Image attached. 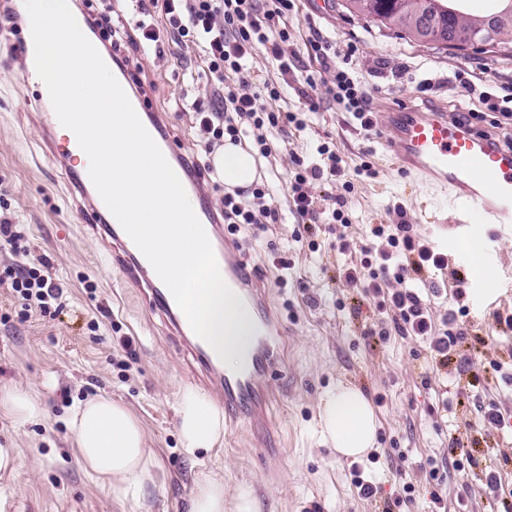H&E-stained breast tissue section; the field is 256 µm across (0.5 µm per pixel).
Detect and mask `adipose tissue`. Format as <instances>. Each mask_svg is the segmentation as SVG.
Returning a JSON list of instances; mask_svg holds the SVG:
<instances>
[{"instance_id": "1", "label": "adipose tissue", "mask_w": 512, "mask_h": 512, "mask_svg": "<svg viewBox=\"0 0 512 512\" xmlns=\"http://www.w3.org/2000/svg\"><path fill=\"white\" fill-rule=\"evenodd\" d=\"M215 165L226 187L246 186L259 176L255 156L242 146L225 144L215 154ZM178 415L182 447L187 454L220 446L224 440V412L200 390L186 389ZM74 446L89 477L107 488L123 505L153 481L158 461L147 448L144 431L132 411L107 397L79 404L70 418ZM320 434L337 454L353 460L373 449L375 413L356 388L337 385L323 400Z\"/></svg>"}]
</instances>
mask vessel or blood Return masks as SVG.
Returning <instances> with one entry per match:
<instances>
[{"label": "vessel or blood", "mask_w": 512, "mask_h": 512, "mask_svg": "<svg viewBox=\"0 0 512 512\" xmlns=\"http://www.w3.org/2000/svg\"><path fill=\"white\" fill-rule=\"evenodd\" d=\"M12 13L20 18L9 41L18 60L24 83H35L34 44L26 25L24 0H10ZM49 157L67 172L74 190L87 199L92 212V229L107 240L121 259L122 278L139 288L169 322L172 332L184 341L217 397L224 413L257 430L265 424L267 377L280 362L283 331L271 309L268 295L247 270V261L236 242L225 233L219 218L207 205L196 215L213 247L226 284L238 295L240 305L255 315L259 339L235 370L224 368L216 352L191 329L170 291L146 262L141 251L122 227L113 223L109 209L95 191L87 169L78 165L80 147L75 135L57 132L55 113L38 116ZM384 146L398 170L420 174L447 185L449 204L462 225L493 224L512 227V149L494 142L482 131L461 125L447 113L390 104L375 115ZM146 129L155 140L184 188L200 191L196 177L181 161L174 140L159 116H152Z\"/></svg>", "instance_id": "vessel-or-blood-1"}]
</instances>
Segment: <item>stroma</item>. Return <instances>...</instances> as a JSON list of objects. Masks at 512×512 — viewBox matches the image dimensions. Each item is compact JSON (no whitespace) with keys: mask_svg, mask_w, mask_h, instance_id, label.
Instances as JSON below:
<instances>
[{"mask_svg":"<svg viewBox=\"0 0 512 512\" xmlns=\"http://www.w3.org/2000/svg\"><path fill=\"white\" fill-rule=\"evenodd\" d=\"M312 25L337 58L351 57L353 75L376 110L401 98L426 112H480V92L512 87V43L448 49L358 16L346 0H295L288 14L294 58L280 104L297 105V89L311 74L312 94L324 107L261 162L281 223L249 226L236 236L286 329V358L268 377L273 394L262 447L244 429L228 427L219 448L193 456L181 447L177 420L180 392L197 384L191 359L144 297L124 286L119 258L82 234L85 203L48 157L36 123L42 107L11 69L0 40V184L7 189L0 203L21 224L32 257L49 260L64 285L59 310L24 321L19 302L0 287V387L31 389L45 409L44 418L24 425L0 410V445L17 452L15 470L0 471V512H191L205 475L223 480L228 506L239 487H250L260 512H382L387 503L392 512H431L434 466L443 477L447 512H496L480 492L488 471L512 488V434L484 424L479 412L489 403L512 411V386L491 369L495 362L512 365V333L503 334L497 321L512 315V237L491 245L490 266L502 283L493 318L479 326L473 315L458 317L455 327L465 337L444 368L429 365L422 339L373 334L377 302L362 284L345 282L344 259L330 248L329 235L318 236L315 252L294 239L288 187L295 160L329 141L343 159V180L354 185L345 209L347 233L357 244L372 243L375 225L406 222L438 251L453 246L452 212L441 193L394 171L374 132L349 123L330 104L334 74L309 55ZM129 65L152 82L150 96L178 149L199 153L193 117L179 109L187 91L206 86L196 50L169 44L160 57L141 48L131 52ZM414 75L428 78L430 91L419 93ZM366 160L374 176L360 173ZM277 255L288 257L291 269L274 267ZM339 383L358 388L377 420L375 449L356 462L338 458L317 434L321 400ZM97 396L132 410L158 459L154 480L123 507L88 477L73 447L72 406ZM460 448L475 463L458 470L453 462ZM357 469L375 479V498L359 495L352 483ZM406 483L415 492L402 502Z\"/></svg>","mask_w":512,"mask_h":512,"instance_id":"stroma-1","label":"stroma"}]
</instances>
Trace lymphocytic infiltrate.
Wrapping results in <instances>:
<instances>
[{"label":"lymphocytic infiltrate","instance_id":"obj_1","mask_svg":"<svg viewBox=\"0 0 512 512\" xmlns=\"http://www.w3.org/2000/svg\"><path fill=\"white\" fill-rule=\"evenodd\" d=\"M135 15L126 18L114 12L111 0H81L89 14V28L106 50L117 60H124L131 48L159 46L166 39L188 41L200 49L210 79L204 92L183 103V111L192 113L194 129L203 157H191L193 172L198 176L214 175L207 158L223 147L225 141L240 144L252 139L260 157H270L275 149L273 136L287 138L290 131L304 130L306 115L320 111L321 104L309 91L313 77L299 91V106L291 111L280 106L281 93L270 80H259L251 61L258 51H265L273 67L287 74L288 13L292 0H134ZM332 103L351 114L364 130L372 128L370 99L349 69H337L329 89ZM318 161L297 160L296 172L289 186L292 212L304 232L318 226L333 230L349 226L342 208L329 206V223H321L314 208L311 188L314 184L340 175L342 158L328 144L316 148ZM252 203L240 199L239 191L225 193L221 209L228 234L240 232L243 225L277 224L282 220L277 205L267 199L265 183H253ZM375 237L385 239L386 246L375 249L356 246L347 235L337 233L335 249L339 254H359L358 262L347 265L343 276L347 282L363 283L378 297L381 314L403 336L426 339L430 358L447 366L460 343V334L435 335L432 318L421 288L434 272L447 269V254L434 251L428 240L417 234L412 225L401 223L393 229L373 227ZM25 234L8 214L0 213V245L10 246L17 255L15 264L0 270V285H9L25 313H49L53 301L63 293L61 283L52 276L46 259L30 260L24 244Z\"/></svg>","mask_w":512,"mask_h":512}]
</instances>
